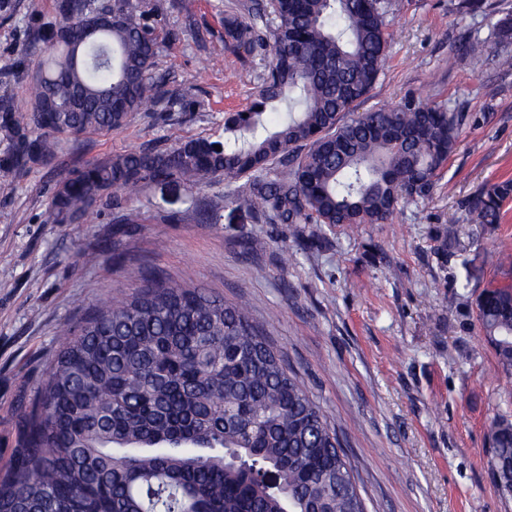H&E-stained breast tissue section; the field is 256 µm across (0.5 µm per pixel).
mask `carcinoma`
I'll return each instance as SVG.
<instances>
[{
    "label": "carcinoma",
    "instance_id": "1",
    "mask_svg": "<svg viewBox=\"0 0 512 512\" xmlns=\"http://www.w3.org/2000/svg\"><path fill=\"white\" fill-rule=\"evenodd\" d=\"M82 0H59L73 34L53 29L25 93L0 113L15 163L55 158L59 137L123 127L133 112L180 103L156 71L158 15L112 0L99 25ZM225 18L233 47L262 39L273 58L256 98L224 116V141L200 137L68 171L46 221L84 222L103 200L161 179L224 177L259 224H286L291 252L316 244L308 224H384L428 200L438 172L477 116L414 98L356 111L384 71L388 0H268ZM497 62L512 69V13L493 23ZM487 52L473 40L448 66ZM352 118H347V115ZM221 150H216L215 146ZM245 183L235 188L240 180ZM512 181L484 186L466 209L498 224ZM139 284L62 330L63 340L0 473V512H365L336 429L253 322L244 299L138 272ZM478 320L512 375V285L484 289ZM492 472L512 492V415L490 425Z\"/></svg>",
    "mask_w": 512,
    "mask_h": 512
}]
</instances>
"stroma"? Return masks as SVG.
I'll use <instances>...</instances> for the list:
<instances>
[{
    "label": "stroma",
    "instance_id": "35a3bbf8",
    "mask_svg": "<svg viewBox=\"0 0 512 512\" xmlns=\"http://www.w3.org/2000/svg\"><path fill=\"white\" fill-rule=\"evenodd\" d=\"M129 2L178 32L160 41L157 69L184 109L147 106L122 128L62 138L55 159L23 167L8 160L0 130V182L14 186L0 196V471L60 349L58 329L132 292L143 270L227 301L247 291L253 320L337 430L367 512H512L489 443L492 419L512 414V378L477 318L483 290L512 283L497 261L499 247L512 248V200L491 226L464 206L481 186L512 180V70L489 54L448 64L463 41L492 42L485 14L451 0H391L389 58L365 108L414 96L496 118L463 130L431 199L401 205L386 224L307 225L324 243L292 261L287 226L255 223L220 178L145 185L126 203L137 224L117 223L108 200L91 221L46 223L65 172L218 134L225 112L248 109L261 83L271 40L225 43L224 17L246 0ZM62 21L58 0H0V108L29 110L41 36ZM448 234L458 244L444 256Z\"/></svg>",
    "mask_w": 512,
    "mask_h": 512
}]
</instances>
